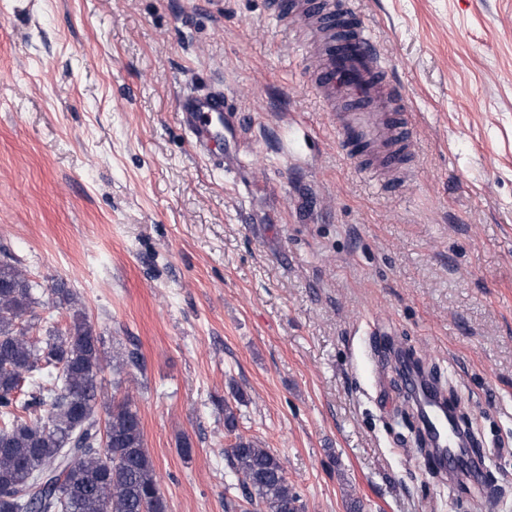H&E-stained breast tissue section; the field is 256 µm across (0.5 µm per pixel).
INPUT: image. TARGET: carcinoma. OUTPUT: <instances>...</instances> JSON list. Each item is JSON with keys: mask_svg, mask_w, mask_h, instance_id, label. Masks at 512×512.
Masks as SVG:
<instances>
[{"mask_svg": "<svg viewBox=\"0 0 512 512\" xmlns=\"http://www.w3.org/2000/svg\"><path fill=\"white\" fill-rule=\"evenodd\" d=\"M35 287L19 261L0 260V512H167L133 398L101 401L104 365L137 367L138 353L107 358L79 313L65 331L31 337L25 316L37 318ZM51 295L75 302L62 281ZM224 460L253 512H304L269 449L238 435Z\"/></svg>", "mask_w": 512, "mask_h": 512, "instance_id": "obj_1", "label": "carcinoma"}]
</instances>
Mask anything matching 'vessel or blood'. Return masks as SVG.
Here are the masks:
<instances>
[{"instance_id": "1", "label": "vessel or blood", "mask_w": 512, "mask_h": 512, "mask_svg": "<svg viewBox=\"0 0 512 512\" xmlns=\"http://www.w3.org/2000/svg\"><path fill=\"white\" fill-rule=\"evenodd\" d=\"M267 4L274 20H281L290 11L314 24L319 63L312 82L342 152L357 165L369 161L388 172L402 173L412 133L409 116L398 87L389 77L387 60L351 0H267ZM178 107L196 150L215 165H222L214 138L230 110L223 92H194L182 97ZM405 384L426 402L435 404L442 399L437 388L416 373H406ZM432 423L440 442L437 464L452 473L466 460L471 474H478L485 463L481 444H472L467 457H460L452 446L454 430L447 417L434 415Z\"/></svg>"}]
</instances>
